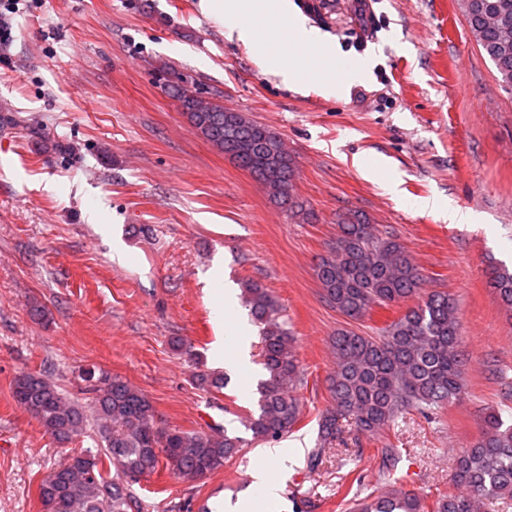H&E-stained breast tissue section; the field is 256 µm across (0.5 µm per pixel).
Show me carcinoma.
Wrapping results in <instances>:
<instances>
[{
  "instance_id": "carcinoma-1",
  "label": "carcinoma",
  "mask_w": 512,
  "mask_h": 512,
  "mask_svg": "<svg viewBox=\"0 0 512 512\" xmlns=\"http://www.w3.org/2000/svg\"><path fill=\"white\" fill-rule=\"evenodd\" d=\"M469 32L494 64L498 81L512 87V42L499 30L512 29V0H458ZM158 84L181 103L195 131L237 167L262 184L278 207L302 212L294 196L296 164L283 138L241 112H228L211 99L171 84L161 71ZM323 299L350 320H362L375 307L411 302L396 320L365 336L342 330L333 338L335 369L328 379L330 405L318 419L320 446L343 441L345 431L375 438L399 415L414 410L428 417L461 395L465 358L454 299L445 291L423 292L425 275L393 233L357 211L343 215L336 240L315 269ZM489 284L512 317V272L493 267ZM241 302L261 334L265 378L257 387L259 414L248 419L253 437L275 442L302 419L295 395L301 372L295 340L276 298L260 283L242 284ZM89 403L63 393L38 372L13 381L15 402L39 421L61 445L92 426L101 448L72 455L39 485L46 512H136L131 487L165 466L175 477L195 481L224 467L240 452L242 440L219 426L181 431L157 425L150 400L118 376L94 367L82 370ZM384 485L359 500L355 512H497L512 502V425L495 412L485 415L479 436L455 459V476L465 488L427 501L397 487V448H380Z\"/></svg>"
}]
</instances>
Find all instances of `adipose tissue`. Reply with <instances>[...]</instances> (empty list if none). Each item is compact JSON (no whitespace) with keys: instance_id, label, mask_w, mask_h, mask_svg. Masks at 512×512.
<instances>
[{"instance_id":"1","label":"adipose tissue","mask_w":512,"mask_h":512,"mask_svg":"<svg viewBox=\"0 0 512 512\" xmlns=\"http://www.w3.org/2000/svg\"><path fill=\"white\" fill-rule=\"evenodd\" d=\"M201 8L225 25L228 39L244 46L264 72L281 77L286 85L300 84L305 91L330 96L363 81L370 70V58L346 56L338 44L326 40L316 29L306 27L291 12L288 0H201ZM259 21L289 30L293 41L320 70V78L311 84L304 83L296 61L284 50L259 38L255 28ZM288 457L289 452L284 448L260 449L253 471L255 493L268 500L278 499V491L288 476Z\"/></svg>"}]
</instances>
